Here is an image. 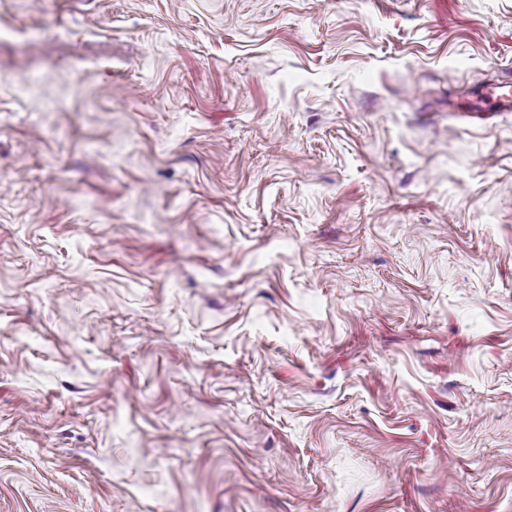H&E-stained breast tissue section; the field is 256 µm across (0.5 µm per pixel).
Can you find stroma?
Returning a JSON list of instances; mask_svg holds the SVG:
<instances>
[{
	"mask_svg": "<svg viewBox=\"0 0 512 512\" xmlns=\"http://www.w3.org/2000/svg\"><path fill=\"white\" fill-rule=\"evenodd\" d=\"M512 0H0V512H512ZM493 101L497 110L511 112L512 110V84L508 81H503L498 85L485 88L483 97L480 100Z\"/></svg>",
	"mask_w": 512,
	"mask_h": 512,
	"instance_id": "obj_1",
	"label": "stroma"
}]
</instances>
